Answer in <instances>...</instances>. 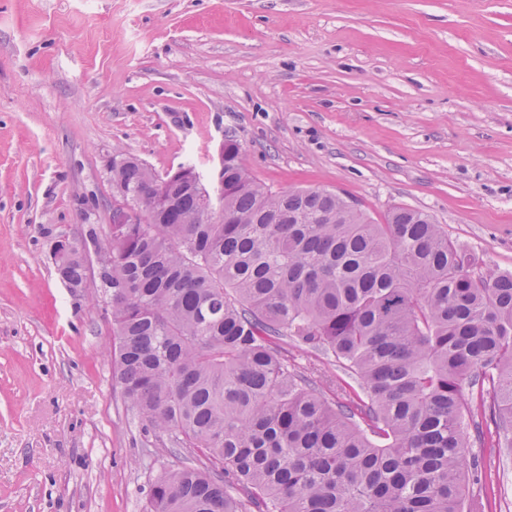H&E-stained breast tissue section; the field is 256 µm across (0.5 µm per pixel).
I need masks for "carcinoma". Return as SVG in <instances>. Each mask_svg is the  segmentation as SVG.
Segmentation results:
<instances>
[{
  "label": "carcinoma",
  "instance_id": "obj_1",
  "mask_svg": "<svg viewBox=\"0 0 512 512\" xmlns=\"http://www.w3.org/2000/svg\"><path fill=\"white\" fill-rule=\"evenodd\" d=\"M134 157L112 185L139 201ZM197 192L148 224L87 230L55 259L73 291L112 255L111 358L131 410L203 466L150 485V512H485L470 448L512 449V272L425 211L379 224L325 189L275 192L224 141V215ZM294 343L356 383L334 403L288 362ZM487 410L494 431L477 420Z\"/></svg>",
  "mask_w": 512,
  "mask_h": 512
}]
</instances>
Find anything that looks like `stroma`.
Here are the masks:
<instances>
[{"instance_id":"35a3bbf8","label":"stroma","mask_w":512,"mask_h":512,"mask_svg":"<svg viewBox=\"0 0 512 512\" xmlns=\"http://www.w3.org/2000/svg\"><path fill=\"white\" fill-rule=\"evenodd\" d=\"M429 213L512 271V0H0V512H147L161 447L124 401L102 288L51 241L112 222V161ZM467 492L512 512V456Z\"/></svg>"}]
</instances>
